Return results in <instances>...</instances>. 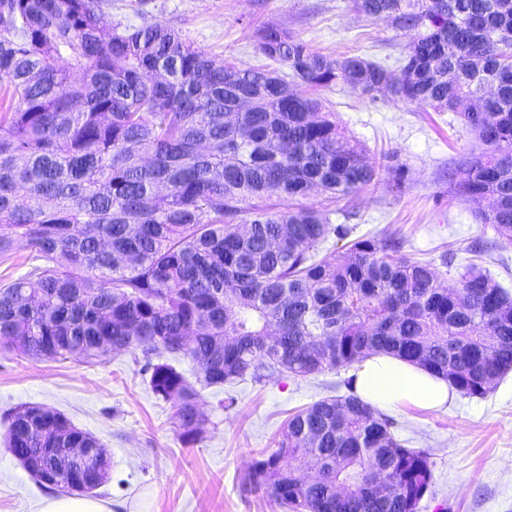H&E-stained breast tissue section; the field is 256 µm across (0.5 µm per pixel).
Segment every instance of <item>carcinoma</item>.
Returning <instances> with one entry per match:
<instances>
[{"label": "carcinoma", "mask_w": 512, "mask_h": 512, "mask_svg": "<svg viewBox=\"0 0 512 512\" xmlns=\"http://www.w3.org/2000/svg\"><path fill=\"white\" fill-rule=\"evenodd\" d=\"M419 35L394 65L331 57L288 30L258 46L312 89L343 83L392 101L455 112L480 144L461 156L453 195L491 200L480 221L512 245V0H355ZM82 77L73 79V70ZM0 257L26 243L34 264L0 285V346L33 359L88 362L131 347L155 397L175 408L183 444L205 433L200 389L251 378H305L379 353L483 397L512 371V292L475 263L457 285L402 253L393 234L318 257L336 204L374 182L363 149L321 101L275 71L240 68L150 22L104 32L100 0H0ZM483 102V110L461 108ZM294 204L278 211L270 200ZM200 369L188 381L175 362ZM288 417L277 448L244 482L297 512H416L433 481L427 453L406 448L355 393ZM47 428L42 458L92 434L40 406L7 412ZM317 481L301 484L306 460ZM111 466L86 467L85 492Z\"/></svg>", "instance_id": "1"}]
</instances>
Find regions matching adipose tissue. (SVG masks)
<instances>
[{"label":"adipose tissue","instance_id":"1","mask_svg":"<svg viewBox=\"0 0 512 512\" xmlns=\"http://www.w3.org/2000/svg\"><path fill=\"white\" fill-rule=\"evenodd\" d=\"M356 387L365 403L381 410L408 405L438 409L453 396L447 380L390 355H373L361 361Z\"/></svg>","mask_w":512,"mask_h":512}]
</instances>
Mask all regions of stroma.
Returning <instances> with one entry per match:
<instances>
[{
  "label": "stroma",
  "mask_w": 512,
  "mask_h": 512,
  "mask_svg": "<svg viewBox=\"0 0 512 512\" xmlns=\"http://www.w3.org/2000/svg\"><path fill=\"white\" fill-rule=\"evenodd\" d=\"M106 26L137 28L169 24L193 45L237 67H288L258 49L257 32L278 26L315 51L335 57L364 54L381 60L406 48L412 30L390 19L357 12L352 0H101ZM324 111L363 147L377 178L358 191L347 223L351 239L396 234L403 251L433 261L445 283L456 266L477 259L512 290V246L499 245L479 220L487 201L453 197L459 156L477 143L460 118L418 103H395L338 84L318 90ZM405 165L404 178L384 166V155ZM481 245L472 256V245ZM453 254L455 267L440 265ZM140 349L111 353L86 363L27 358L0 349V415L20 406L60 412L95 436L111 460L109 482L98 497L114 512H283L266 494L247 492L244 475L254 458L275 449L288 416L315 401L341 396L355 372L343 367L307 378L242 380L203 389L200 410L208 420L204 437L184 445L172 403L159 400L142 369ZM392 430L408 448L430 457L433 484L417 512H512V373L481 398L455 394L439 410L404 407L391 411ZM0 423V512H37L47 495L7 449Z\"/></svg>",
  "instance_id": "obj_1"
}]
</instances>
